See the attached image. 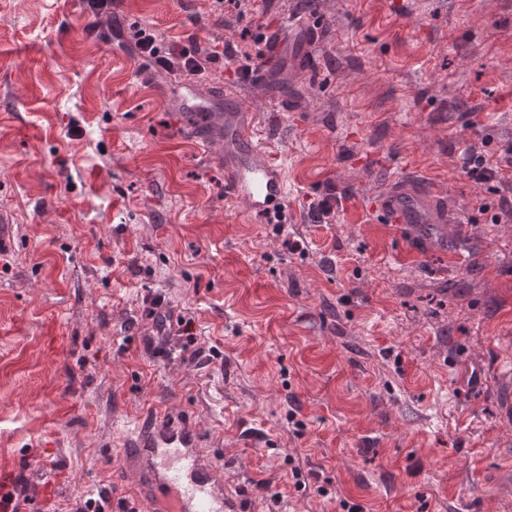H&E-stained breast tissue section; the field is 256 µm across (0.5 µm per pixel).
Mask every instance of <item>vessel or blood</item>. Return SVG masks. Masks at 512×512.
<instances>
[{
    "label": "vessel or blood",
    "instance_id": "vessel-or-blood-1",
    "mask_svg": "<svg viewBox=\"0 0 512 512\" xmlns=\"http://www.w3.org/2000/svg\"><path fill=\"white\" fill-rule=\"evenodd\" d=\"M224 158L232 165V195L248 211L287 220L288 183L265 151L244 105L224 100ZM382 221L437 227L448 209L427 181L394 176L375 207ZM126 457L137 473L140 496L155 512H239L224 494V470L202 447L199 432L182 420L147 413L127 441Z\"/></svg>",
    "mask_w": 512,
    "mask_h": 512
}]
</instances>
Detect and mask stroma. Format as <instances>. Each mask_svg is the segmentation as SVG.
I'll use <instances>...</instances> for the list:
<instances>
[{
    "instance_id": "1",
    "label": "stroma",
    "mask_w": 512,
    "mask_h": 512,
    "mask_svg": "<svg viewBox=\"0 0 512 512\" xmlns=\"http://www.w3.org/2000/svg\"><path fill=\"white\" fill-rule=\"evenodd\" d=\"M302 18L313 35L249 79L221 57L191 83L241 99L283 166L270 224L230 203L223 140L193 145L221 106L189 115L178 76L96 34L191 50L243 22L208 0H0V465L24 512L90 492L121 512L150 408L199 431L246 512H512V223L478 211L497 197L461 160L512 140V0H271L253 24ZM410 164L448 203L438 231L373 212ZM150 295L191 335L150 343Z\"/></svg>"
}]
</instances>
